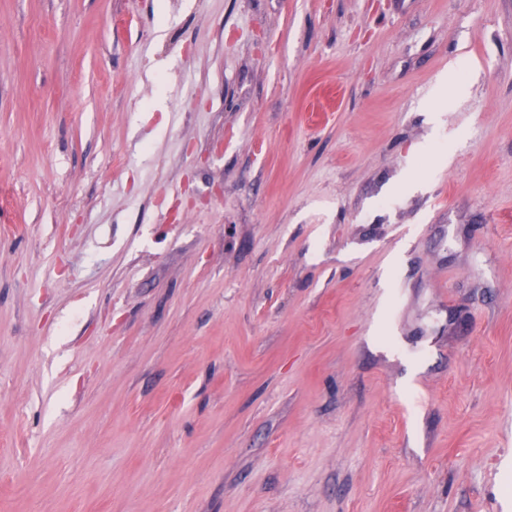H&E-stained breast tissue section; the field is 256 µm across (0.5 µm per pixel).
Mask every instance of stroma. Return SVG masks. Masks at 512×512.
Returning <instances> with one entry per match:
<instances>
[{
  "instance_id": "1",
  "label": "stroma",
  "mask_w": 512,
  "mask_h": 512,
  "mask_svg": "<svg viewBox=\"0 0 512 512\" xmlns=\"http://www.w3.org/2000/svg\"><path fill=\"white\" fill-rule=\"evenodd\" d=\"M512 0H0V512H502Z\"/></svg>"
}]
</instances>
